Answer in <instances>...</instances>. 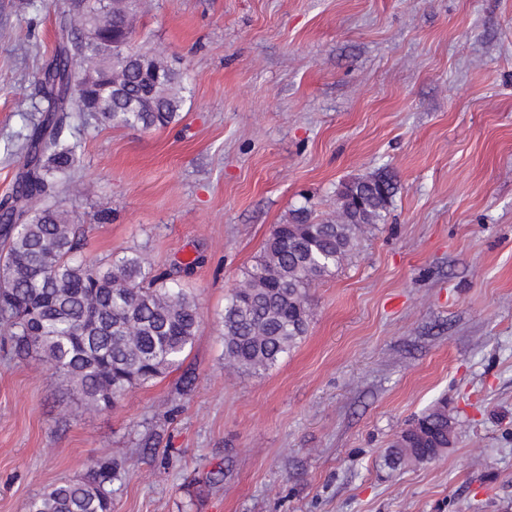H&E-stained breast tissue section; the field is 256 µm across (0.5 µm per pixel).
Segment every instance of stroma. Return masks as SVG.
Listing matches in <instances>:
<instances>
[{"mask_svg":"<svg viewBox=\"0 0 512 512\" xmlns=\"http://www.w3.org/2000/svg\"><path fill=\"white\" fill-rule=\"evenodd\" d=\"M137 3L138 44L189 76L180 118L75 120L47 203L84 257L178 272L202 325L104 412L0 330V512L109 457L112 512H512V0ZM66 5L0 0V198ZM383 169L398 190L312 285L307 335L267 370L225 366L224 307L274 227L335 216L342 182ZM439 400L452 446L388 467Z\"/></svg>","mask_w":512,"mask_h":512,"instance_id":"stroma-1","label":"stroma"}]
</instances>
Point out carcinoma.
I'll return each instance as SVG.
<instances>
[{"label": "carcinoma", "mask_w": 512, "mask_h": 512, "mask_svg": "<svg viewBox=\"0 0 512 512\" xmlns=\"http://www.w3.org/2000/svg\"><path fill=\"white\" fill-rule=\"evenodd\" d=\"M127 9L121 0H68L58 46L41 78L46 112L25 138L12 194L0 200V324L17 356L41 355L95 411L112 409L128 389L178 365L201 326L195 298L169 274L152 273L138 253L107 266L83 259L77 255L82 225L57 208L31 206L76 163L77 144L63 136L75 118L143 130L180 118L186 91L180 69L163 68L151 90L155 111L141 112L133 103L137 84L118 94L103 76L91 100L85 90L90 79L66 64L78 52L93 63L94 77L102 67H122ZM396 190L388 173L356 179L338 193L342 221L314 223L299 209L291 222L276 225L224 308L225 363L267 369L307 334L311 284L356 249L362 225L382 218ZM446 408L436 404L396 436L386 455L391 467L409 461L410 448L421 462L451 445L455 422ZM122 466L102 459L81 478L32 499L29 512H112V483Z\"/></svg>", "instance_id": "cac0c4a2"}]
</instances>
